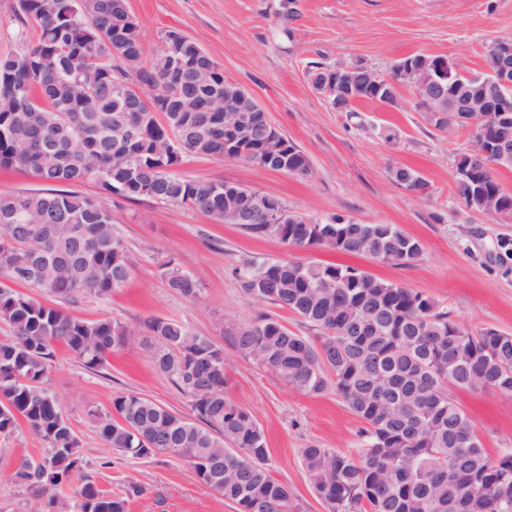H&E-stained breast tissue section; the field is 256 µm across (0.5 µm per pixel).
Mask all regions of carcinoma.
Masks as SVG:
<instances>
[{
	"label": "carcinoma",
	"mask_w": 512,
	"mask_h": 512,
	"mask_svg": "<svg viewBox=\"0 0 512 512\" xmlns=\"http://www.w3.org/2000/svg\"><path fill=\"white\" fill-rule=\"evenodd\" d=\"M18 19L37 42L0 54V168L49 184L93 180L101 193L125 200L148 198L185 205L218 224L239 209L247 188L188 180L172 169L186 157L224 154V113L205 111L212 88L199 74L217 66L200 51L192 66L177 68L160 50L147 53L143 37L125 31L132 20L126 0H18ZM414 70L392 83L374 84L365 71L337 73L320 64L309 71L322 92L326 74L339 77L341 94L355 102L396 107L398 87L421 89L435 57L409 56ZM89 70L92 91L73 95L64 81ZM137 86L164 111L165 122L131 108ZM456 168H474V179H455V195L467 207L487 209L498 193L496 175L481 170L472 154ZM307 177L311 165L293 142L288 156L268 166ZM245 228L291 247L327 246L374 258L380 251L406 253L400 266L422 255L419 241L393 224H352L341 215L327 221L292 214L286 224L256 222ZM133 274L112 214L97 199L76 191L0 192V275L63 301L47 305L0 284V320L12 336L0 340V435L22 419L48 443L38 462L23 459L15 480L42 489L35 512H127L132 486L109 494L86 482L75 500L55 493L80 468L79 442L60 402L44 385L47 366L62 344L96 370L112 350L143 336L158 373L191 400L196 418L137 393L113 399L115 413L91 411L96 430L113 451L132 458L164 453L185 461L204 484L236 504L238 512H295L288 484L268 468L269 449L248 410L224 395V348L171 319L129 328L110 318L86 320L67 308L84 297L107 299ZM245 295L297 315L316 336L292 331L262 316L236 327L231 342L311 395L329 389L362 421L359 447L344 451L310 445L302 450L309 482L328 512H512V453L491 460L448 388H496L512 393V335L493 328L454 335L448 312L425 294L378 279L351 266L273 260L237 268ZM347 287L323 284L334 279ZM168 287L186 299L200 287L172 270Z\"/></svg>",
	"instance_id": "cac0c4a2"
}]
</instances>
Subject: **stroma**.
Wrapping results in <instances>:
<instances>
[{
    "mask_svg": "<svg viewBox=\"0 0 512 512\" xmlns=\"http://www.w3.org/2000/svg\"><path fill=\"white\" fill-rule=\"evenodd\" d=\"M127 6L147 50H156L170 31L195 42L223 67L226 79L260 102L312 169L310 178L301 179L242 159L190 157L176 167L178 176L241 185L317 219L341 215L354 224H393L423 247L412 266L400 267L330 247H288L186 206L117 197L108 202L135 270L109 299H82L72 306L73 315L131 328L150 318L175 319L223 346L224 394L251 411L263 429L273 476L292 488L296 512H328L309 483L301 451L312 444L353 448L362 422L335 391H296L232 346L229 331L261 315L303 330L293 313L245 295L235 270L246 262L280 259L350 265L426 294L467 329L512 334V214L487 216L454 193L456 162L471 146V129L435 126L406 86L398 107L366 101L339 112L308 78L313 64L352 62L387 76L400 59L416 53L448 57L464 74L485 72L490 44L512 37V0H297L291 20L283 16L282 0H127ZM395 167L418 172L427 194L397 185L390 176ZM170 262L198 281L197 300L168 287ZM44 382L61 401L80 444L82 470L73 486L88 479L113 493L141 485L144 492L130 501L128 512H236L185 461L162 453L125 457L99 437L92 411H111L122 393L191 412L189 399L154 370L141 341L114 351L95 371L57 346ZM453 396L491 459L512 453V394L457 389ZM46 448L23 423L0 435V512H30L38 501V489L12 475L21 459L41 460Z\"/></svg>",
    "mask_w": 512,
    "mask_h": 512,
    "instance_id": "1",
    "label": "stroma"
}]
</instances>
